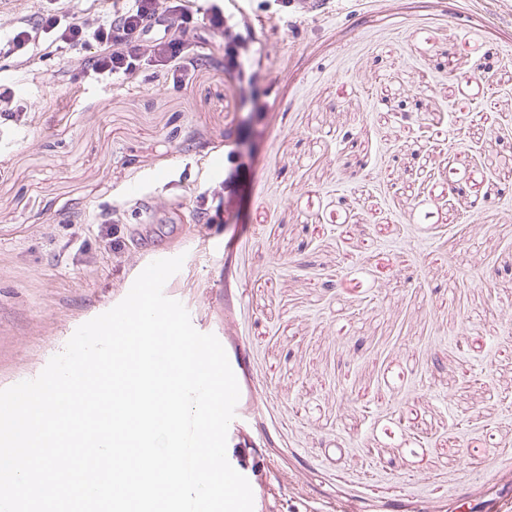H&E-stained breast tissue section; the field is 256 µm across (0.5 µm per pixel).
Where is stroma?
Masks as SVG:
<instances>
[{
    "label": "stroma",
    "mask_w": 512,
    "mask_h": 512,
    "mask_svg": "<svg viewBox=\"0 0 512 512\" xmlns=\"http://www.w3.org/2000/svg\"><path fill=\"white\" fill-rule=\"evenodd\" d=\"M226 10L254 35L244 88L219 32L180 91L73 83L84 50L0 58L26 110L0 118V389L161 250L236 375L257 512H512V0ZM241 141L225 221L203 223Z\"/></svg>",
    "instance_id": "35a3bbf8"
}]
</instances>
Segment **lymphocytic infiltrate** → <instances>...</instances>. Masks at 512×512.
I'll return each instance as SVG.
<instances>
[{
  "instance_id": "obj_1",
  "label": "lymphocytic infiltrate",
  "mask_w": 512,
  "mask_h": 512,
  "mask_svg": "<svg viewBox=\"0 0 512 512\" xmlns=\"http://www.w3.org/2000/svg\"><path fill=\"white\" fill-rule=\"evenodd\" d=\"M164 23L163 36L147 40L149 24ZM204 24L210 30H226L228 18L218 0H213L202 18H195L184 0H128L125 8L89 24L71 14L68 0H41L34 19L16 23L0 40V56L23 63L39 43L63 45L72 50L89 46L100 52L74 69L72 78L81 83H100L119 79L130 72L144 76L162 75L167 88H186L199 70V60L185 35L190 28Z\"/></svg>"
}]
</instances>
